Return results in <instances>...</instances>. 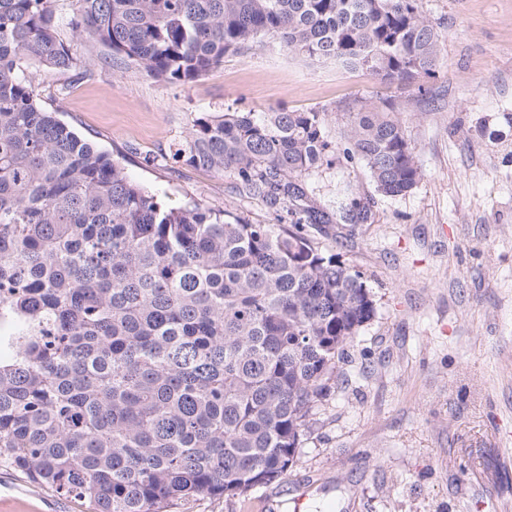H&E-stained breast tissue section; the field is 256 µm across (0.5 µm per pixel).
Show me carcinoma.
<instances>
[{
	"label": "carcinoma",
	"instance_id": "obj_1",
	"mask_svg": "<svg viewBox=\"0 0 512 512\" xmlns=\"http://www.w3.org/2000/svg\"><path fill=\"white\" fill-rule=\"evenodd\" d=\"M74 33L119 66L187 85L279 42L391 84L434 75L441 26L418 0H76ZM76 65L51 0H0V466L92 512H172L281 476L376 313L360 274L307 228L338 154L376 191L425 177L393 102L200 118L176 156L275 214L168 207L33 98L25 66Z\"/></svg>",
	"mask_w": 512,
	"mask_h": 512
}]
</instances>
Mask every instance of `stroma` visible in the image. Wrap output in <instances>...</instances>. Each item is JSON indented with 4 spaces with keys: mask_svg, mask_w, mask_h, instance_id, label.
Wrapping results in <instances>:
<instances>
[{
    "mask_svg": "<svg viewBox=\"0 0 512 512\" xmlns=\"http://www.w3.org/2000/svg\"><path fill=\"white\" fill-rule=\"evenodd\" d=\"M445 34L435 77L400 87L274 44L227 54L189 85L119 69L74 37L75 0H52L76 66L24 71L36 101L181 207L273 223L232 178L175 157L199 118L326 111L340 138L357 103L394 100L425 171L409 193L376 192L359 161L314 179L322 204L373 200L374 221L318 241L359 272L376 304L291 467L235 497L176 512H512V0H420ZM0 512H91L0 469Z\"/></svg>",
    "mask_w": 512,
    "mask_h": 512,
    "instance_id": "1",
    "label": "stroma"
}]
</instances>
